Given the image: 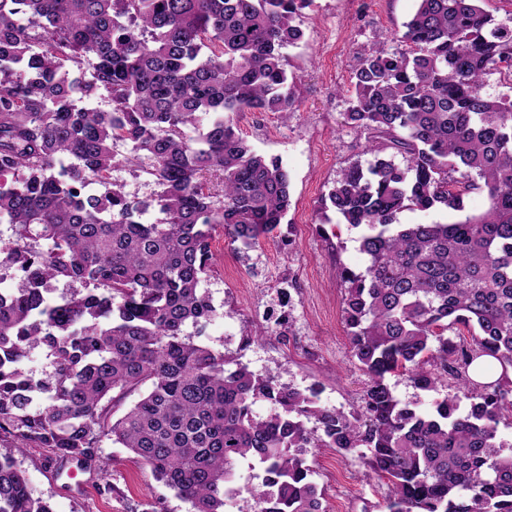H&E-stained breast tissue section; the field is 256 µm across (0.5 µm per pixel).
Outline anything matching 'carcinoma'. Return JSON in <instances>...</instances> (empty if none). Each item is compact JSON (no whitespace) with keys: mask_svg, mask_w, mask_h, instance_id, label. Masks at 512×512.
Segmentation results:
<instances>
[{"mask_svg":"<svg viewBox=\"0 0 512 512\" xmlns=\"http://www.w3.org/2000/svg\"><path fill=\"white\" fill-rule=\"evenodd\" d=\"M481 2L418 0L405 49L353 69L345 118L374 160L343 168L323 200L364 230V271L337 269L367 376L344 412L183 334L215 312L201 283L217 228L247 250L283 224L288 173L235 116L295 109L282 49L312 0H0V217L14 227L0 266L17 271L0 295V436L85 465L108 435L193 512H226L247 457L262 470L255 512H325L307 448L366 449L387 479L384 512H512V445L498 438L512 424V100L483 92L493 72L512 81V17ZM99 89L108 112L81 104ZM126 166L150 177L151 201L111 180ZM472 191L489 199L478 217L397 223L460 210ZM151 207L162 218L149 223ZM60 280L80 289L52 304ZM35 346L54 357L47 380L22 367ZM482 357L499 379L468 376ZM398 371L421 390L463 384L467 410L457 396L427 412L402 404L388 384ZM261 399L273 413H255ZM0 512H53L2 454Z\"/></svg>","mask_w":512,"mask_h":512,"instance_id":"obj_1","label":"carcinoma"}]
</instances>
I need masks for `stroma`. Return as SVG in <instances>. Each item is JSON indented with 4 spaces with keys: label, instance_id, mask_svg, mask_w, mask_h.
I'll use <instances>...</instances> for the list:
<instances>
[{
    "label": "stroma",
    "instance_id": "stroma-1",
    "mask_svg": "<svg viewBox=\"0 0 512 512\" xmlns=\"http://www.w3.org/2000/svg\"><path fill=\"white\" fill-rule=\"evenodd\" d=\"M418 0H313L300 20L302 39L284 49L294 78L296 109L288 116L243 112L237 124L259 152L279 158L291 183V205L285 217L294 243L261 240L253 249L235 251L223 233L213 247L221 268L203 282L215 307L204 332L186 327L187 336L239 360L249 370L281 387L319 390L320 406L347 411L357 405L367 378L353 359L342 322L338 267L360 271L361 229L324 217L322 200L340 171L353 162L372 161L363 136L344 118L352 67L359 56L376 48L400 50L396 40L415 13ZM464 208L442 206L399 214L402 224L453 223L482 214L484 193L465 195ZM330 221V238L317 227ZM287 312L288 327L271 330L261 342L245 344L247 333L271 329L269 308ZM389 383L401 402L425 409L446 395H463L461 385H439L423 391L406 376ZM0 453L11 455L36 496L53 512H192L189 502L157 482L132 462L111 437H100L99 457L112 466L81 470L58 459L50 449L18 448L0 440ZM306 458L324 495L326 512H382L386 481L358 454L340 456L329 448H310Z\"/></svg>",
    "mask_w": 512,
    "mask_h": 512
}]
</instances>
